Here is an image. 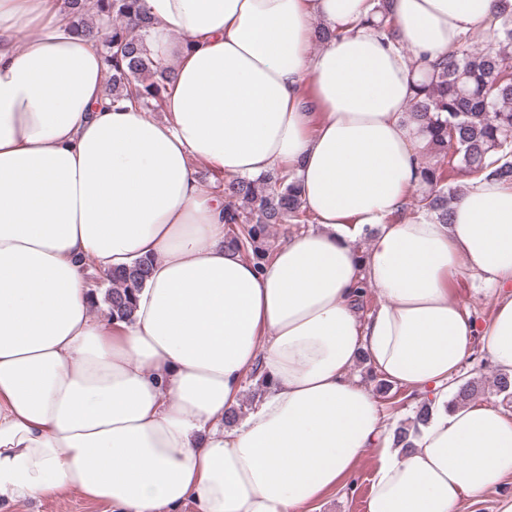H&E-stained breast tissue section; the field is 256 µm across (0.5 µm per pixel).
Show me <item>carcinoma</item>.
I'll return each mask as SVG.
<instances>
[{
	"label": "carcinoma",
	"mask_w": 512,
	"mask_h": 512,
	"mask_svg": "<svg viewBox=\"0 0 512 512\" xmlns=\"http://www.w3.org/2000/svg\"><path fill=\"white\" fill-rule=\"evenodd\" d=\"M373 12L363 20L377 30L388 31L392 20L388 0H375ZM493 37H469L458 49L433 65L416 85L409 116L419 123L425 151L448 166L456 163L469 176L493 177L512 183V66L503 52L512 46V0H500ZM64 18L72 31L99 47L109 68L112 105L131 101L147 110L161 106L165 81L171 68L150 52L146 37L153 26L141 0H97V20H86V0H64ZM420 178L427 190L414 199L413 211L437 214L448 223L451 203L461 187L445 185L444 171L425 163ZM224 195V226L236 227L225 235V245L244 253L257 264L268 261L265 249L271 224H311L303 207L299 185L286 171H274L255 179L234 178L218 184ZM150 262L105 273L104 301L107 315L131 320L137 292L148 278ZM430 417V405L421 404L410 423L393 430L395 445L409 446L408 438Z\"/></svg>",
	"instance_id": "carcinoma-1"
}]
</instances>
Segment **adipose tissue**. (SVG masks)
<instances>
[{
	"instance_id": "1",
	"label": "adipose tissue",
	"mask_w": 512,
	"mask_h": 512,
	"mask_svg": "<svg viewBox=\"0 0 512 512\" xmlns=\"http://www.w3.org/2000/svg\"><path fill=\"white\" fill-rule=\"evenodd\" d=\"M143 0L172 65L161 106H112L100 48L54 0H0V500L81 493L113 512H311L377 464L366 512H460L512 474V414L457 403L474 349L512 375V184L470 177L447 219L407 214L425 141L415 83L499 0ZM337 31L312 52L313 22ZM221 177L288 170L313 228L263 267L224 246ZM374 235L367 249L357 239ZM149 259L131 320L87 265ZM495 299L487 325L450 276ZM381 303L361 316L358 283ZM381 378L431 402L395 448ZM266 374L225 425L246 378Z\"/></svg>"
}]
</instances>
